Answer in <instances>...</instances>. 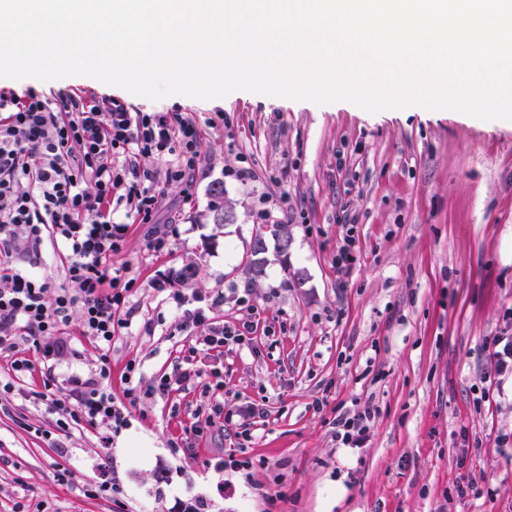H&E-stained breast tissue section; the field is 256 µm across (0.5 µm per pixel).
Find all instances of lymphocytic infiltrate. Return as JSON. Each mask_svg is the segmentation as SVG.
Returning a JSON list of instances; mask_svg holds the SVG:
<instances>
[{"label":"lymphocytic infiltrate","instance_id":"f902f5d3","mask_svg":"<svg viewBox=\"0 0 512 512\" xmlns=\"http://www.w3.org/2000/svg\"><path fill=\"white\" fill-rule=\"evenodd\" d=\"M174 157L165 179L180 182L202 168L199 123L180 112H134L123 103L95 95H69L61 102L33 90L18 95L0 92V354L11 358L10 377L0 380V402L23 395L19 379L43 367L47 372L39 398L56 416L54 432L109 421L122 426L126 406L139 403L136 386L123 398L105 387L111 377L109 352L129 319L123 314L133 292L132 281L112 267V255L126 243L129 226L115 218L113 201L123 202L127 215L150 225L147 248L167 252L170 230L157 223L163 195L155 175L140 170L139 160ZM64 253L68 286L54 287L35 265L45 237ZM179 313L181 329L200 330L198 344L183 354L187 369L178 380L156 378L149 391L166 395L173 384L202 378L200 352L223 355L252 347L261 311L231 325L210 323V299L186 297L170 279L154 283ZM98 353L99 367L88 377L56 384L53 371L73 347L67 338L72 320ZM491 367L486 388L512 377V334L486 338ZM222 383H204L208 401L187 431L194 440L224 432L234 423L224 409ZM376 410L353 402L333 422L336 439L357 448L367 438Z\"/></svg>","mask_w":512,"mask_h":512}]
</instances>
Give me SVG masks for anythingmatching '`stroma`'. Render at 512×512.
Segmentation results:
<instances>
[{"instance_id": "35a3bbf8", "label": "stroma", "mask_w": 512, "mask_h": 512, "mask_svg": "<svg viewBox=\"0 0 512 512\" xmlns=\"http://www.w3.org/2000/svg\"><path fill=\"white\" fill-rule=\"evenodd\" d=\"M60 99L88 91L140 112H184L202 128L205 176L166 183L157 220L171 225L166 255L132 224L112 265L134 283L132 325L113 342L108 383L122 396L129 364L140 388L178 378L198 331L179 327L155 279L193 266L186 296L208 295L212 325L263 309L253 349L202 361L220 369L227 404H264L251 421L249 475L209 467L214 443L193 456L173 444L201 404L197 383L140 401L126 418L140 443L118 453L99 437L109 423L76 427L56 443L55 415L41 402L0 409V512H512V379L482 399L486 337L512 333V123L421 107L375 114L342 101L316 105L236 91L223 99L152 101L90 77L1 81L0 91ZM234 147H227V138ZM253 180L231 178L242 161ZM223 185L214 196V185ZM268 196L259 216L260 196ZM233 221L216 227L213 206ZM357 219L359 258L346 278L333 264L344 228ZM287 224V257L267 252L255 273L256 233ZM322 399V411L312 403ZM378 415L362 447L337 443L332 421L351 401ZM71 482L58 478L62 460ZM111 473L123 505L85 497L84 483ZM481 488L459 498L461 474ZM280 492L269 503L258 487Z\"/></svg>"}]
</instances>
